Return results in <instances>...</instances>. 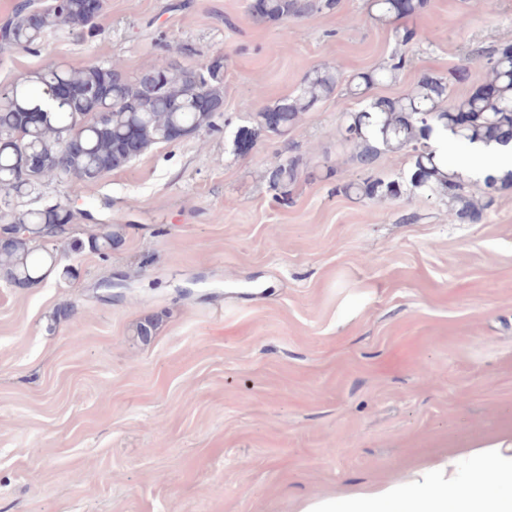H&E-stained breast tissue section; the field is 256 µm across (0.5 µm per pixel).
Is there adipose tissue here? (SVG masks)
Instances as JSON below:
<instances>
[{
    "label": "adipose tissue",
    "instance_id": "1",
    "mask_svg": "<svg viewBox=\"0 0 512 512\" xmlns=\"http://www.w3.org/2000/svg\"><path fill=\"white\" fill-rule=\"evenodd\" d=\"M297 512H512V431L449 449L401 480L305 497Z\"/></svg>",
    "mask_w": 512,
    "mask_h": 512
}]
</instances>
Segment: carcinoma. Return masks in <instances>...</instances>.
<instances>
[{"label": "carcinoma", "instance_id": "cac0c4a2", "mask_svg": "<svg viewBox=\"0 0 512 512\" xmlns=\"http://www.w3.org/2000/svg\"><path fill=\"white\" fill-rule=\"evenodd\" d=\"M426 0H370L369 14L379 21H399L420 11ZM35 0H22L14 15L0 27L6 50L31 51L41 45L56 25L79 38L92 37L95 24L87 19V0H58L46 22L33 21ZM314 7L313 0H257L253 7L262 18L279 21L299 18ZM401 56L391 59L382 75L361 74L349 82V94L362 98L371 85L405 68ZM488 80L469 97L450 96L448 80L426 76L398 98L374 99L341 113L338 133L341 145L356 151L364 169L373 166L385 152L402 148L412 151L411 174L393 180L349 181L336 185V192L357 199H398L407 187L429 196H440L460 205L461 214L478 217L476 204L466 191L467 177L448 165L428 143L439 128L462 148L482 144L512 143V46L487 57ZM336 68L323 65L309 72L299 93L270 105L257 107L259 97L243 103L253 113L256 127L237 132L241 153L253 145L257 132L286 135L305 112L335 91ZM57 84L74 94L64 105H44ZM206 97L210 108L199 105ZM224 107V57L205 62L191 71L168 58L159 59L138 76L129 78L110 63L82 68L61 63L49 65L10 87L0 90V187L16 195H38L47 179L67 183L77 196L105 174L122 168L157 145L169 143L167 131L185 127L193 132L214 131ZM39 112L35 126L27 127L28 113ZM278 114V126L269 127L267 113ZM135 140L127 138L130 129ZM32 148L45 161V168L28 183L17 182L23 150ZM269 187L287 200L288 185L300 175L299 158H275L268 165ZM73 212L65 204L18 210L3 217L7 227L0 238V279L15 288L28 287L52 272L58 262L55 249L45 242L71 239L76 251L88 248L107 256L117 235L112 225L101 224L87 240L71 238Z\"/></svg>", "mask_w": 512, "mask_h": 512}]
</instances>
